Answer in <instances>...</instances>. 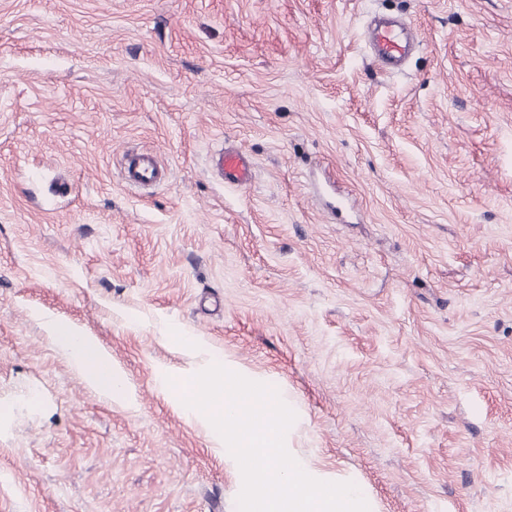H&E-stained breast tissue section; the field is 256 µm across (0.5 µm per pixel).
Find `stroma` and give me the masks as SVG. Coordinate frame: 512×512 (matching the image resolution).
<instances>
[{"instance_id":"35a3bbf8","label":"stroma","mask_w":512,"mask_h":512,"mask_svg":"<svg viewBox=\"0 0 512 512\" xmlns=\"http://www.w3.org/2000/svg\"><path fill=\"white\" fill-rule=\"evenodd\" d=\"M376 15L420 41L399 73ZM133 153L168 178L127 183ZM174 332L370 512H512V0H0V512H238L155 386L201 363ZM225 182L247 185L252 179V164L239 152H224L217 163ZM51 343L67 357L92 388L110 401L127 402L130 392L123 372L112 366V358L91 337L79 333L72 325L43 319Z\"/></svg>"}]
</instances>
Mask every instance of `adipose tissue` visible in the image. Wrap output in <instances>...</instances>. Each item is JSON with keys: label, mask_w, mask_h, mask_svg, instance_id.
I'll list each match as a JSON object with an SVG mask.
<instances>
[{"label": "adipose tissue", "mask_w": 512, "mask_h": 512, "mask_svg": "<svg viewBox=\"0 0 512 512\" xmlns=\"http://www.w3.org/2000/svg\"><path fill=\"white\" fill-rule=\"evenodd\" d=\"M44 326L51 343L66 355L69 364L88 385L109 400L129 401V387L123 372L113 367L110 355L93 337L54 319L45 320Z\"/></svg>", "instance_id": "obj_1"}]
</instances>
